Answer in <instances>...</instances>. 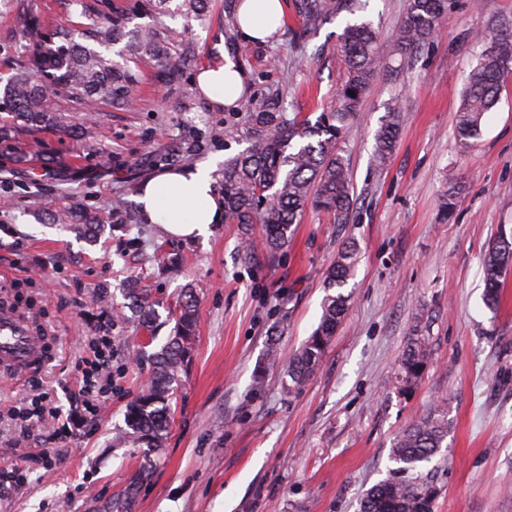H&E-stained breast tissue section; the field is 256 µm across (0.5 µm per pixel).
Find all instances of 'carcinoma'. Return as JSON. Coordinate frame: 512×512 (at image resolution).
Masks as SVG:
<instances>
[{"label": "carcinoma", "mask_w": 512, "mask_h": 512, "mask_svg": "<svg viewBox=\"0 0 512 512\" xmlns=\"http://www.w3.org/2000/svg\"><path fill=\"white\" fill-rule=\"evenodd\" d=\"M405 12L397 31V47L411 55L428 44L436 33L438 19L448 0H406ZM175 7H170V4ZM204 0H146L150 15L203 14ZM355 0H294L300 29L292 32L297 46L304 45L307 33L342 12L355 11ZM87 22L57 32L58 43L48 46L40 20H23V53L9 64L11 74L0 91V111H7L28 126L54 125L56 98L64 93L70 100L93 105L108 100L116 107L130 105L140 82V67L121 65L112 58L113 45L127 40L126 48L136 61L156 63V77L178 90V110H192L193 89L184 87L183 73L198 48L181 43L176 32L161 23L131 25L122 14L86 16ZM340 52L346 80L338 91L336 108L320 113L315 121L289 119L285 115V88H269L259 94L240 97L237 121L224 129L229 136L254 139L257 144L246 152L224 161L222 190L224 215L241 229L244 260L256 258L253 230L260 228L261 245L270 256L288 246L300 214L311 207L336 215L341 224L352 203V186L346 158L337 143L348 122L357 114L362 96L379 74L381 44L376 31L367 23H347ZM512 64V35L502 34L485 42L478 63L472 70L459 108L457 135L467 142L479 136L484 114L497 103L500 78ZM399 117L386 116L376 142V157L386 160L397 143ZM214 133L190 127L171 139L154 155L156 165L170 166L198 155ZM112 223L140 224L139 211L123 196L112 199ZM55 224H82L98 232L99 216L81 206L53 217ZM356 245L345 242L328 270L322 316L316 329L288 359L284 371L288 393L301 390L316 372L338 325L346 315L351 294L341 292L353 278ZM512 266V236L500 234L484 256L487 305L495 307L502 286V274ZM130 298L139 308L140 326L148 329L155 317L157 302L144 285L131 289ZM173 333L160 350L152 353L154 370L138 397L126 407L125 428L116 441L134 448L154 451L163 446L170 426L169 402L172 383L183 368L196 335V297L187 290L172 311ZM429 359L424 336L413 332L407 338L401 357L403 381L413 383ZM448 407L441 405L404 428L391 449L394 466L384 479L366 493L360 512H433L437 488L416 472L443 448L448 437ZM148 468L142 467L129 480L124 499L131 503L138 496Z\"/></svg>", "instance_id": "cac0c4a2"}]
</instances>
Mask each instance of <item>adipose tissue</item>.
Returning a JSON list of instances; mask_svg holds the SVG:
<instances>
[{
    "label": "adipose tissue",
    "mask_w": 512,
    "mask_h": 512,
    "mask_svg": "<svg viewBox=\"0 0 512 512\" xmlns=\"http://www.w3.org/2000/svg\"><path fill=\"white\" fill-rule=\"evenodd\" d=\"M284 13L285 0H240L237 16L242 37L265 42L280 26ZM197 83L210 100L229 105L246 79L240 67L227 59L219 65L204 66ZM212 184L207 168L163 172L145 183L138 201L149 223L162 225L170 235L189 239L207 234L210 225L224 220V207L214 195Z\"/></svg>",
    "instance_id": "1"
}]
</instances>
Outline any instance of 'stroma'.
<instances>
[{"instance_id": "stroma-1", "label": "stroma", "mask_w": 512, "mask_h": 512, "mask_svg": "<svg viewBox=\"0 0 512 512\" xmlns=\"http://www.w3.org/2000/svg\"><path fill=\"white\" fill-rule=\"evenodd\" d=\"M142 2L0 6V72L22 45L21 13L40 17L49 36L79 21L82 8L135 14ZM234 7V0H207L203 19L162 16L200 47L188 83L223 52L246 70L250 91L287 81L289 115L329 111L345 77L339 45L346 16L322 25L300 49L289 32L297 24L293 9L276 39L251 43L229 30ZM405 7V0H362L356 13L392 53L341 141L354 185L346 223L305 210L273 258L245 263L240 229L226 222L191 240L159 224H109L92 238L53 223L79 203L107 213L116 194L154 175L150 153L187 122L216 134L194 160L212 166L213 179L228 156L252 147V140L224 137L229 114L204 97L192 113L173 110L175 90L151 67L121 110L103 101L90 113L58 97L66 122L90 128L95 152L49 127L0 140V307L29 316L44 338L38 370L0 371V468L25 451L52 460L48 470L33 466L25 487L0 486V512H117L145 464L150 475L130 512H359L366 491L386 476L395 436L441 404L448 438L440 455L418 467L439 489L435 512H512V274L491 309L482 271L499 231L512 230V71L479 137L465 145L456 133L479 38L512 33V0H448L438 36L413 56L392 49ZM393 110L400 114L397 146L381 163L376 136ZM451 186L461 193L445 218L442 195ZM348 240L358 263L347 316L316 373L288 393L283 363L317 326L327 270ZM135 277L152 284L161 302L155 331L132 320L126 288ZM188 285L198 327L173 385L165 444L156 452L113 445L126 404L153 371L140 350L165 343L173 328L167 308ZM103 309L113 317V389L101 416L74 417L64 442L48 429L20 436L8 409L36 388L70 404L75 359ZM415 329L430 355L408 385L400 360ZM272 348L278 360L269 358Z\"/></svg>"}]
</instances>
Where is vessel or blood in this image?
<instances>
[{
    "label": "vessel or blood",
    "instance_id": "1",
    "mask_svg": "<svg viewBox=\"0 0 512 512\" xmlns=\"http://www.w3.org/2000/svg\"><path fill=\"white\" fill-rule=\"evenodd\" d=\"M41 341L30 323L12 310L0 311V369L29 372L41 363Z\"/></svg>",
    "mask_w": 512,
    "mask_h": 512
}]
</instances>
